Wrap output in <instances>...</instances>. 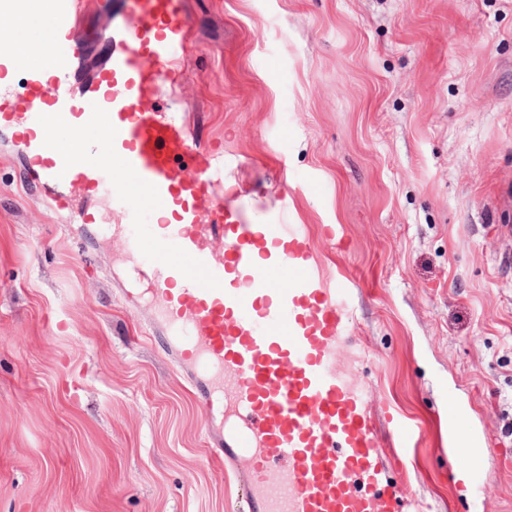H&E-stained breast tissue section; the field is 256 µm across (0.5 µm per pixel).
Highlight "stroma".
Instances as JSON below:
<instances>
[{
  "instance_id": "35a3bbf8",
  "label": "stroma",
  "mask_w": 512,
  "mask_h": 512,
  "mask_svg": "<svg viewBox=\"0 0 512 512\" xmlns=\"http://www.w3.org/2000/svg\"><path fill=\"white\" fill-rule=\"evenodd\" d=\"M193 49L161 97L224 159L252 223L307 225L356 280L373 405L423 433L407 494L512 512V0H185ZM126 0H82L74 95ZM0 128V512H242L189 386L145 335L122 214L55 221ZM342 236L335 245L334 236ZM488 441L473 475L439 430ZM448 452L456 455L478 457L485 450L474 423L453 400L448 402L446 416Z\"/></svg>"
}]
</instances>
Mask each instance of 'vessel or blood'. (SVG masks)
Segmentation results:
<instances>
[{
    "label": "vessel or blood",
    "mask_w": 512,
    "mask_h": 512,
    "mask_svg": "<svg viewBox=\"0 0 512 512\" xmlns=\"http://www.w3.org/2000/svg\"><path fill=\"white\" fill-rule=\"evenodd\" d=\"M77 4L48 0L39 27L0 29L1 40L27 46L0 55V72H22L26 89L21 112L0 90V127L20 131L53 213L99 224L94 200L104 193L127 216L130 273L162 306L166 352L211 427L213 457L240 466L247 512H429L394 471L415 425L377 415L336 366L338 347L355 343L356 284L337 283L303 225L249 223L224 194L218 155L158 105L192 44L183 0H129L121 38L80 103ZM77 189L86 202L75 209ZM446 425L449 452L482 454L456 402Z\"/></svg>",
    "instance_id": "vessel-or-blood-1"
}]
</instances>
